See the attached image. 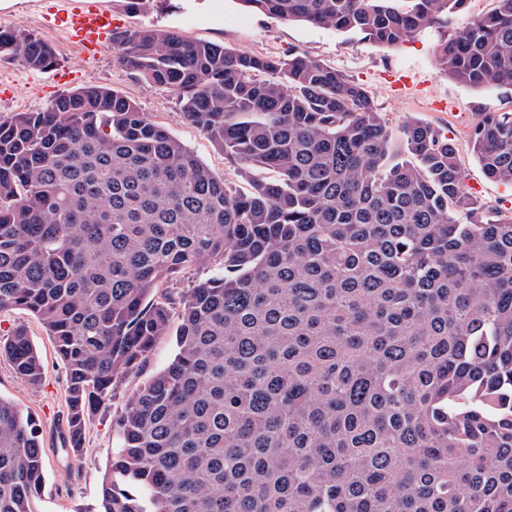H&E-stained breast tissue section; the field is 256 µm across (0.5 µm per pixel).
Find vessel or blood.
I'll return each instance as SVG.
<instances>
[{"label":"vessel or blood","instance_id":"obj_1","mask_svg":"<svg viewBox=\"0 0 512 512\" xmlns=\"http://www.w3.org/2000/svg\"><path fill=\"white\" fill-rule=\"evenodd\" d=\"M44 19L49 27L63 28L89 59L111 39L114 29L112 9L106 0H52Z\"/></svg>","mask_w":512,"mask_h":512}]
</instances>
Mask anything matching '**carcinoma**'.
Returning <instances> with one entry per match:
<instances>
[{"mask_svg": "<svg viewBox=\"0 0 512 512\" xmlns=\"http://www.w3.org/2000/svg\"><path fill=\"white\" fill-rule=\"evenodd\" d=\"M240 2L396 47L466 0ZM112 44L238 181L108 87L0 118V311L53 341L73 450L175 329L173 359L125 401L97 512H512V210L467 191L430 124L394 144L365 87L305 51L153 25ZM2 59L57 65L52 44L0 28ZM435 62L512 86V0ZM472 150L512 185V112L485 114ZM0 353L41 385L24 329ZM44 471L39 424L0 396V512H38Z\"/></svg>", "mask_w": 512, "mask_h": 512, "instance_id": "obj_1", "label": "carcinoma"}]
</instances>
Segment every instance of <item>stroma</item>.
<instances>
[{
	"instance_id": "35a3bbf8",
	"label": "stroma",
	"mask_w": 512,
	"mask_h": 512,
	"mask_svg": "<svg viewBox=\"0 0 512 512\" xmlns=\"http://www.w3.org/2000/svg\"><path fill=\"white\" fill-rule=\"evenodd\" d=\"M119 26L156 25L183 38L224 44L236 51L287 56L303 50L336 66L362 84L386 115L393 129L408 121L431 124L455 146L465 173V184L478 200L512 208V186L489 180L475 158L470 135L487 112L512 111L511 86L474 88L439 73L433 51L469 21L492 11L495 0H468L462 13L452 15L444 28L418 32L408 42L389 49L362 40L359 35L325 29L304 22H284L250 12L239 0H153L145 14H130L123 0H107ZM0 11V27L16 29L36 38L47 31L39 0H9ZM59 66L70 77L54 81L51 73L0 60V117L14 112L46 108L58 96L80 87L102 85L134 99L144 112L182 141L218 177L234 179L235 168L206 134L179 111L168 89L146 85L123 70L113 44H105L96 59L59 54ZM22 327L39 351L44 377L31 387L0 355V396L29 411L39 422L44 437L45 486L40 512H95L110 456L121 448L118 417L127 397L172 359L175 338L160 337L139 371L128 374L117 394L92 415L79 452L56 444L66 422L65 372L51 339L28 311H0V337Z\"/></svg>"
}]
</instances>
